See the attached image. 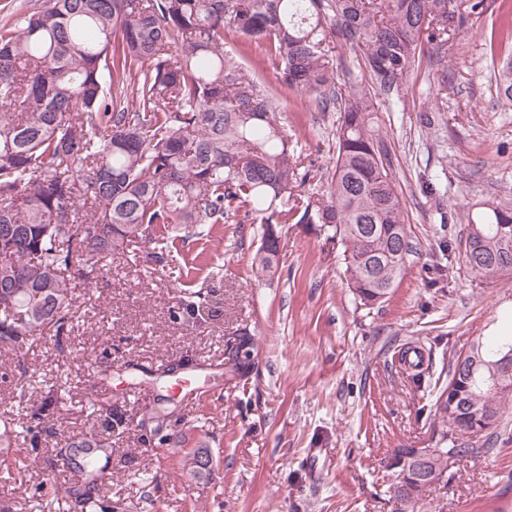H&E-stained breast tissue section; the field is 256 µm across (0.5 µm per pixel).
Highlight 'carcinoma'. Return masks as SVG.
Listing matches in <instances>:
<instances>
[{"instance_id": "1", "label": "carcinoma", "mask_w": 512, "mask_h": 512, "mask_svg": "<svg viewBox=\"0 0 512 512\" xmlns=\"http://www.w3.org/2000/svg\"><path fill=\"white\" fill-rule=\"evenodd\" d=\"M45 0L41 10L0 28V348L21 354L36 337L61 339L79 323L72 285L90 284L121 255L168 265L175 237L209 224L261 226L254 257L272 277L280 262L275 226L318 224L343 248L360 305L386 301L406 270L412 243L374 103L399 104L422 59L448 74V40L468 16L498 12L491 59L497 99L512 103V8L506 0ZM263 48L281 87L338 108L335 172L327 194H294L310 179L279 120L276 92L234 56L224 38ZM353 51L358 67L335 52ZM458 240L464 265L486 278L512 275V199L467 212ZM180 289L178 312L207 308ZM231 373L253 364L254 337L235 334ZM512 335L483 344L494 360ZM461 356L431 403L440 440L484 429L491 441L512 409V393L472 387L448 408L466 377ZM49 407L22 427L0 422V445L39 443ZM104 440L71 438L65 460L103 479ZM426 484L397 468L401 512Z\"/></svg>"}]
</instances>
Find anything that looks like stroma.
Here are the masks:
<instances>
[{
    "label": "stroma",
    "mask_w": 512,
    "mask_h": 512,
    "mask_svg": "<svg viewBox=\"0 0 512 512\" xmlns=\"http://www.w3.org/2000/svg\"><path fill=\"white\" fill-rule=\"evenodd\" d=\"M494 22L483 15L449 41L443 91L430 89L424 66L404 105H379L413 245L385 303L356 305L341 249L315 224L280 226L271 278L253 263L260 227L250 223L175 242L158 273L110 261L96 284L74 290L83 318L70 350L45 335L22 355L0 352V410L58 402L55 429L31 449L29 469L0 465V512H29L33 497L46 512L61 503L81 512L74 492L84 488L107 512H397L390 454L438 446L429 417L436 378L452 355L512 328V277L466 271L454 246L459 212L512 198V107L492 100L485 51ZM277 89L282 122L313 165L300 193L325 192L338 114ZM429 110L430 129L420 122ZM434 178L441 192L426 195ZM198 254L204 271L188 273ZM186 281L208 297L202 318L173 313ZM243 328L262 350L233 378L226 349ZM410 343L431 366L419 387L398 362ZM171 363L200 369L203 391H176ZM159 410L175 422L158 432ZM113 414L126 424L111 431ZM86 432L108 435L111 480L92 485L63 468L70 438ZM455 441L467 453L423 492L424 512H512V423L490 447L479 437ZM201 454L210 459L202 475Z\"/></svg>",
    "instance_id": "obj_1"
}]
</instances>
